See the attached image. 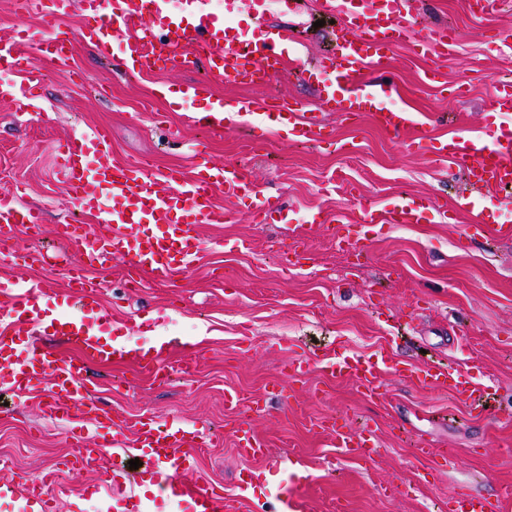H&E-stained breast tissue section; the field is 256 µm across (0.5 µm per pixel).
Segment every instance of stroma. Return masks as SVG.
<instances>
[{
	"label": "stroma",
	"mask_w": 512,
	"mask_h": 512,
	"mask_svg": "<svg viewBox=\"0 0 512 512\" xmlns=\"http://www.w3.org/2000/svg\"><path fill=\"white\" fill-rule=\"evenodd\" d=\"M304 3L297 15L281 13L274 2L266 14L296 34L300 55L267 85L218 82L215 95L246 102L255 115L283 101L300 112L321 111L301 71L331 52L332 16L320 0ZM61 24L74 37L68 66L46 64L47 80L29 110L0 99V192L19 190L24 204L43 211L39 235L17 229L19 252L0 255V273L65 293L62 269L19 253L64 255L63 224L96 230V217L75 207L54 169L58 142L94 129L109 132L114 158L148 156L159 171L193 175L198 149L215 164H243L288 216L284 224H256L246 202L220 196L215 203L225 221L200 225L204 250L189 272L160 283L149 272L130 273L120 259L89 270L117 336L137 346L165 336L194 343L196 351L192 378L181 375L177 349L167 359L170 381L157 385L132 365H101L74 344L50 341L56 354L83 365L89 399L128 431L141 419H176L210 432L182 479L229 495L240 476L252 474L251 499L240 512H280L286 499L295 512H332L339 498L349 512H448L465 488L488 498L492 512H512V203L498 210L497 230L478 235L471 214L453 207L468 189L464 171L411 152L405 135L381 130L368 115L324 113L327 136L318 146L286 143L261 126L207 131L193 120L205 101L172 105L164 96L189 79H206L205 67L135 76L80 38L79 0ZM437 25L456 30L455 51L418 56L411 41L402 42L388 61L393 88L386 104L415 112L431 138L478 134L496 85L512 81V50L489 52L493 30L512 28V2L476 17L467 0H418L416 29ZM405 196L431 198L445 212L421 224L379 225L360 253L346 251L328 228H306L313 208L330 225L354 224L365 209H387ZM241 238L251 240L250 251L236 249ZM131 276L138 287H129ZM381 349L417 368L479 364L496 396L477 414L446 392L391 373L378 401L315 368L301 381L287 380L289 364L304 356ZM229 390L241 396L239 406L225 405ZM45 395H0V458L10 461L0 478L21 484L54 472L69 490L57 497L55 512H96L101 468L75 474L64 466L75 452L72 433L90 421L76 411L66 420L45 419ZM242 417L266 441L265 458L238 455L230 431ZM333 420L370 429L380 448L376 461L342 455L323 427ZM449 448L458 453L452 467L444 460ZM389 485L396 494H385Z\"/></svg>",
	"instance_id": "obj_1"
}]
</instances>
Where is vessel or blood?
Listing matches in <instances>:
<instances>
[{
  "instance_id": "1",
  "label": "vessel or blood",
  "mask_w": 512,
  "mask_h": 512,
  "mask_svg": "<svg viewBox=\"0 0 512 512\" xmlns=\"http://www.w3.org/2000/svg\"><path fill=\"white\" fill-rule=\"evenodd\" d=\"M86 14L83 37L100 54L118 53L131 73L185 68L196 62L193 50H207L208 81H189L179 87L182 101L206 100L204 124L211 130L237 128L247 106L230 104L214 96L212 83L265 84L275 78L292 53L291 38L279 29H266L245 37L229 34L224 20L204 8L201 0H183L180 13L165 10L164 0H82ZM323 10L338 14L340 23L333 32V53L309 71L324 106L346 115H371L383 129L394 134L410 133L409 144L439 160L466 169L470 181L500 191L512 187V125L504 118L512 114V82L496 87L493 113L479 135L452 136L432 141L419 134L415 113L391 109L384 101L392 87L385 79L390 53L405 40L414 22L413 0H323ZM456 39L452 30L437 27L420 37L427 49L447 50ZM38 45L42 57L24 58L21 47ZM71 51L67 31L50 33L21 29L0 36V67L17 71L21 79L0 85V98L16 102L19 108L31 105L33 91L46 80L45 62L66 63ZM268 126H280L290 141L318 143L326 137V127L316 115L299 112L282 104L267 113ZM57 164L71 201L82 211L98 216L99 229L87 234L73 225L60 233L76 258L75 284L80 312L72 314L69 298L51 300L38 283L20 284L13 277L0 276V303L7 307L9 322L0 332V387L15 393L47 388L41 402L44 417L64 418L79 409L93 415L96 433L81 430L75 441L79 455L76 466L104 461L108 449L125 444L123 429L113 424L108 411L88 401L87 380L77 363L58 357L49 349L30 343L29 327L44 322L53 335L78 342L89 356L102 364L125 363L150 372L155 381L167 379L166 354L171 342L159 340L146 348H136L112 339L106 333L112 314L98 298L95 282L80 281L88 267L107 268L113 258H125L130 269H149L156 278L189 271L197 261L203 243L196 233L200 224H220L224 211L214 199L248 201L253 220L259 224L287 222L276 201L257 189L247 171L236 164L214 165L199 156L193 176L170 169L154 172L146 160L117 161L112 142L102 129L68 138L58 149ZM17 192L0 193V246L15 239L17 226L40 228L42 212L17 204ZM435 205L427 199L404 198L386 210L363 213L361 230L347 237L355 246L367 239L366 232L381 224H419ZM324 373L353 379L370 399L383 395L380 378L395 372L424 386L448 392L478 410L488 390L470 372H451L439 365L416 371L394 363L387 355L361 356L324 354L316 359ZM238 452L248 458L265 456L267 445L247 421H239L233 431ZM337 447L355 459L371 460L379 454L372 431L334 429ZM209 437L199 428L179 421L165 425L139 422L135 429L136 449L149 460L144 476L183 507L184 512H235L250 498L251 483L240 480L233 496L211 487L181 481L183 472L194 463V451ZM51 476L29 480L25 488L0 479V501L19 500V512H53L48 488ZM448 512H490L488 502L469 492L458 493Z\"/></svg>"
}]
</instances>
